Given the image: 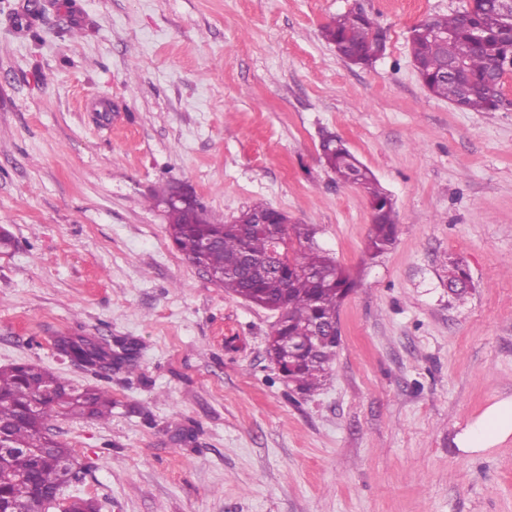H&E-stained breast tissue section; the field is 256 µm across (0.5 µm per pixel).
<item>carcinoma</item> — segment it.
<instances>
[{
  "label": "carcinoma",
  "instance_id": "obj_1",
  "mask_svg": "<svg viewBox=\"0 0 512 512\" xmlns=\"http://www.w3.org/2000/svg\"><path fill=\"white\" fill-rule=\"evenodd\" d=\"M322 36L339 55L375 60L386 48L385 31L364 11L350 10L322 27ZM409 43L415 68L430 94L464 111L496 110L503 98V82L492 83L498 67L512 63V14L499 0H469L467 7L450 15H430L410 30ZM323 159L336 181L361 189L369 199L371 229L369 255L388 251L397 236V214L391 198L373 173L336 136L321 144ZM169 236L192 264L204 267L225 292L264 309L280 313L283 327L270 336L268 351L284 341L305 345L314 330L337 317L340 302L354 288L348 271L315 241L307 224H282L280 211L255 202L232 222L211 216L205 206H172L166 210ZM257 220L280 226L288 263L273 275L243 277L242 257H268L271 237L261 229H247ZM469 275L454 264L448 285L456 299L467 294ZM340 344V335H327L315 349L307 348L290 359L288 380L310 393L317 389ZM61 353L93 375L110 379L112 368L131 361L130 353L112 356V347L86 336L62 337ZM38 404L30 413L32 404ZM112 414V397L103 388L70 392L61 377L32 363L0 367V435L17 449L12 468L0 471V493L17 508L35 512V488L57 493L80 478L72 450L55 440L48 423L58 416L106 419ZM44 449V457L26 452Z\"/></svg>",
  "mask_w": 512,
  "mask_h": 512
}]
</instances>
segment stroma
Masks as SVG:
<instances>
[{
  "mask_svg": "<svg viewBox=\"0 0 512 512\" xmlns=\"http://www.w3.org/2000/svg\"><path fill=\"white\" fill-rule=\"evenodd\" d=\"M468 0H0V367L35 363L112 394L106 421L51 434L83 465L64 497L98 512H512V441L455 438L512 398V72L494 112L429 94L409 31ZM363 9L373 66L321 36ZM331 132L377 177L395 245L321 160ZM215 218L253 201L311 225L356 279L321 388L267 354L273 312L177 250L167 185ZM465 265L464 301L448 265ZM134 348L104 380L55 346Z\"/></svg>",
  "mask_w": 512,
  "mask_h": 512,
  "instance_id": "stroma-1",
  "label": "stroma"
}]
</instances>
